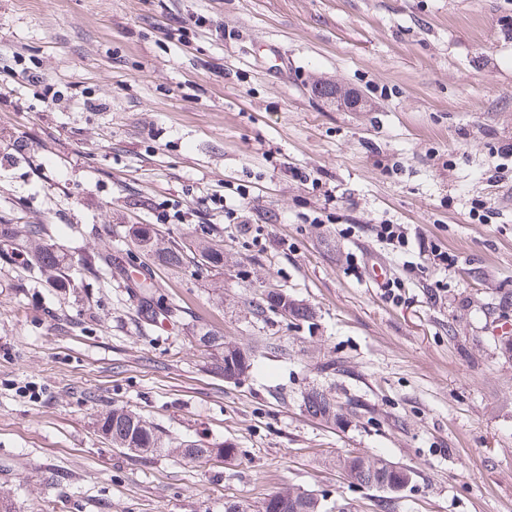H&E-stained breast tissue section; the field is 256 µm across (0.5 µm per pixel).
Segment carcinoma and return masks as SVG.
Returning a JSON list of instances; mask_svg holds the SVG:
<instances>
[{"label":"carcinoma","mask_w":512,"mask_h":512,"mask_svg":"<svg viewBox=\"0 0 512 512\" xmlns=\"http://www.w3.org/2000/svg\"><path fill=\"white\" fill-rule=\"evenodd\" d=\"M44 229L39 224H29L26 229L19 230L13 224H0V241L14 242L19 237L26 238L29 264L45 281L60 288L65 287L63 269L66 264L65 255L43 241ZM135 241L141 248L155 250V257L162 265L179 266L184 261L183 250L178 247L154 248V231L148 227L135 231ZM224 267V248L220 246H202L199 249V264L196 270L209 271L212 268ZM273 312L282 318L306 320L311 312L300 304L288 299V296L274 291L268 296L265 304L257 305L255 314L262 317L266 312ZM197 343L211 349V355L217 368L224 373L226 379H239L254 367L255 355L250 349L233 342L224 341L211 331H200L196 334ZM303 405L306 413L314 419L342 426L346 423V414L338 405L336 397L320 386H312L304 392ZM99 430L107 436L115 448H133L140 453H153L159 448H170L172 452L191 460L200 461L212 454L226 458L234 455V449L226 448L221 443H213L209 448L199 444L172 445L164 440L158 432L138 413L113 408L101 414L97 419ZM412 470L391 463L374 475H366L365 479L384 488V506H389V499L413 481ZM336 505L328 504L324 497L316 493L300 496L295 488L286 485L268 495L262 503L261 512H334Z\"/></svg>","instance_id":"cac0c4a2"}]
</instances>
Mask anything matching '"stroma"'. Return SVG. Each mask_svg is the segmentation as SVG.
I'll list each match as a JSON object with an SVG mask.
<instances>
[{
  "label": "stroma",
  "instance_id": "obj_1",
  "mask_svg": "<svg viewBox=\"0 0 512 512\" xmlns=\"http://www.w3.org/2000/svg\"><path fill=\"white\" fill-rule=\"evenodd\" d=\"M4 84L0 224L43 225L70 279L0 243L20 512H224L286 484L345 512H512V339L491 333L512 323V0H0ZM139 225L221 244L223 269L154 262ZM272 290L312 317L257 319ZM202 327L255 369L225 381ZM313 385L343 427L305 412ZM115 407L236 457L112 447ZM376 451L414 473L387 508L334 464Z\"/></svg>",
  "mask_w": 512,
  "mask_h": 512
}]
</instances>
